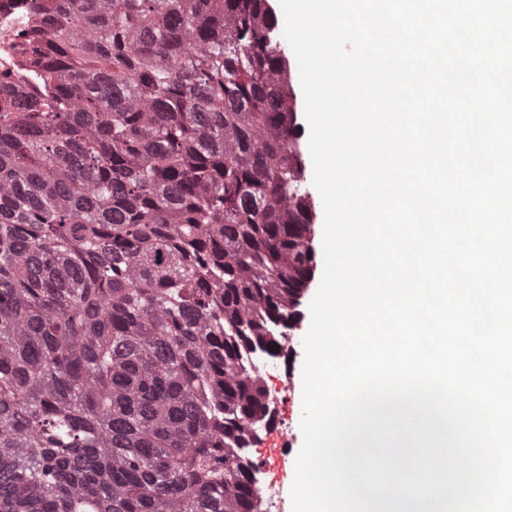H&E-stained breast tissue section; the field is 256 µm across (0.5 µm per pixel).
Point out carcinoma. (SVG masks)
<instances>
[{"label": "carcinoma", "instance_id": "1", "mask_svg": "<svg viewBox=\"0 0 512 512\" xmlns=\"http://www.w3.org/2000/svg\"><path fill=\"white\" fill-rule=\"evenodd\" d=\"M0 119V512H260L241 352L316 256L268 0H65Z\"/></svg>", "mask_w": 512, "mask_h": 512}]
</instances>
